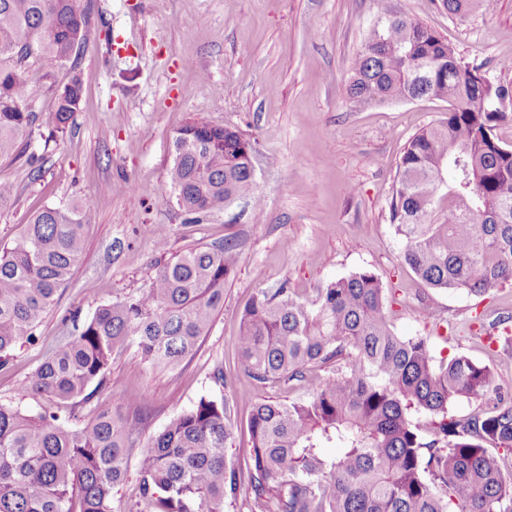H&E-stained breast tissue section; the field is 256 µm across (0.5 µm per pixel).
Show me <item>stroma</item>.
<instances>
[{"label":"stroma","instance_id":"35a3bbf8","mask_svg":"<svg viewBox=\"0 0 512 512\" xmlns=\"http://www.w3.org/2000/svg\"><path fill=\"white\" fill-rule=\"evenodd\" d=\"M447 38L456 57L512 86V0L492 13L448 16L431 0H81L89 22L77 55L53 77L32 70L41 87L29 104L25 141L37 168L0 158V182L14 196L0 208V248L14 244L40 209L76 202L91 210L85 249L36 342L19 340L0 369V404L38 412L21 383L49 349L76 333L97 307L149 288L160 265L234 234L239 260L224 285V307L197 353L178 373L144 362L136 345L112 358L103 385L70 401L74 425L103 409L118 413L143 449L200 398L232 402L226 458L250 461L252 402L300 395L299 387L262 385L247 376L235 345L241 313L260 291L288 284L313 301L318 288L362 268L381 280L387 315L399 335L427 338L436 357L463 354L493 371L512 397V345L483 341L492 322L512 319V284L476 297L421 283L401 259L390 222L392 185L408 140L441 119L446 102L364 105L346 93L351 68L379 2ZM83 97L66 132L52 112L71 76ZM193 121L231 127L256 143L253 158L263 219L246 201L189 222L165 188L176 132ZM167 227L158 249L154 228ZM432 307L433 322L418 316ZM223 381H216V371Z\"/></svg>","mask_w":512,"mask_h":512}]
</instances>
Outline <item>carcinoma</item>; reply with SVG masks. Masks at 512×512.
<instances>
[{
	"label": "carcinoma",
	"instance_id": "obj_1",
	"mask_svg": "<svg viewBox=\"0 0 512 512\" xmlns=\"http://www.w3.org/2000/svg\"><path fill=\"white\" fill-rule=\"evenodd\" d=\"M464 18L489 0H435ZM80 0H0V157L37 162L23 139L41 90L86 37ZM356 103L435 98L445 117L414 134L400 160L390 219L401 257L428 287L480 295L512 283V146L496 129L512 90L464 66L434 29L384 7L357 53L347 87ZM73 76L57 95L56 130L80 103ZM255 143L231 128L190 122L173 140L166 187L196 222L237 200L262 210ZM89 210L45 207L13 247L0 249V368L67 284L84 249ZM238 261L235 237L196 247L160 266L149 288L100 306L55 346L20 387L60 403L101 386L112 357L137 344L152 366L176 371L195 353L224 307V284ZM244 371L263 384L306 387L296 399L253 403L248 490L252 512H512V481L487 445L512 450V400L456 417L477 401L493 372L466 355L437 359L424 338L397 335L384 288L361 269L319 289L307 304L283 284L245 306L236 338ZM230 404L202 397L154 436L139 457L148 512H224L242 478L228 463ZM435 417L423 431L412 414ZM331 444L336 458L317 449ZM134 444L108 410L90 424L44 410L0 404V512H113Z\"/></svg>",
	"mask_w": 512,
	"mask_h": 512
}]
</instances>
